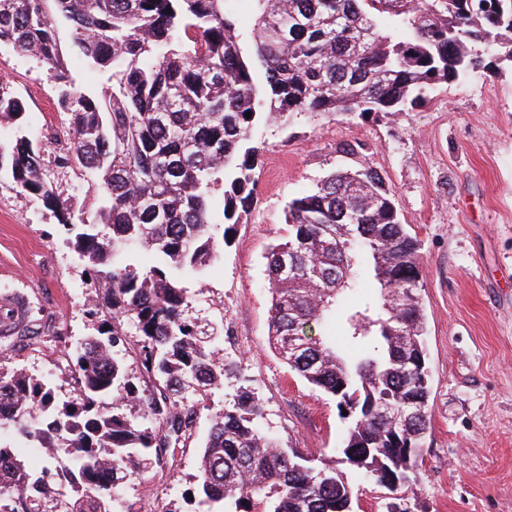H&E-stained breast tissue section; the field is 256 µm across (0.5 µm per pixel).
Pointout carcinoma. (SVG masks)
Listing matches in <instances>:
<instances>
[{
	"instance_id": "obj_1",
	"label": "carcinoma",
	"mask_w": 512,
	"mask_h": 512,
	"mask_svg": "<svg viewBox=\"0 0 512 512\" xmlns=\"http://www.w3.org/2000/svg\"><path fill=\"white\" fill-rule=\"evenodd\" d=\"M252 2L248 53L226 0H0V45L53 73L67 117L66 147L50 156L27 128L25 100L1 82L0 121L14 136L0 140V177L63 226L103 288L88 314H107L70 355L67 400L0 367V400L12 405L0 431L18 440L0 466V512H114L121 486L163 467L192 429L174 380L182 390L239 382L198 460L203 512H346L348 468L392 493L394 478L417 479L430 395L421 244L375 169L334 172L292 199L288 238L267 256L269 344L348 411L345 468L264 430V404L240 366L184 316L183 279L217 258L249 209L261 148L248 142L264 115L403 112L480 68L479 45L512 64V0ZM64 30L99 88L67 74ZM69 171L94 187L93 211L65 193ZM140 250L153 255L145 270L133 260ZM124 317L149 389L127 374ZM328 324L342 327L347 350L325 333L301 337ZM30 453L44 457L41 469ZM61 457L69 480L59 486Z\"/></svg>"
}]
</instances>
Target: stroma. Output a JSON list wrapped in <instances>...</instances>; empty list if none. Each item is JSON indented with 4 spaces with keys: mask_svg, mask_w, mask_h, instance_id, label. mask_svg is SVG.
Masks as SVG:
<instances>
[{
    "mask_svg": "<svg viewBox=\"0 0 512 512\" xmlns=\"http://www.w3.org/2000/svg\"><path fill=\"white\" fill-rule=\"evenodd\" d=\"M0 79L25 99L30 132L58 150L50 136L65 115L54 79L6 45ZM253 138L262 148L256 194L214 264L187 278L186 317L213 330L225 360L241 362L283 447L336 459L347 420L269 346L266 256L288 233L291 199L335 170L371 165L422 244L429 425L417 481L392 493L352 476V512H387L395 497L409 512H512V70H479L407 112L301 114L285 125L261 123ZM356 142L362 159L338 153ZM66 238L50 211L0 179V295L26 280L31 302L30 332L12 339L0 365L49 379L61 400L73 393L71 352L100 325L85 314L98 286ZM51 329L60 341L49 340ZM232 399L221 386L184 393L192 430L172 465L128 485L123 502L134 512H196L202 443Z\"/></svg>",
    "mask_w": 512,
    "mask_h": 512,
    "instance_id": "1",
    "label": "stroma"
}]
</instances>
